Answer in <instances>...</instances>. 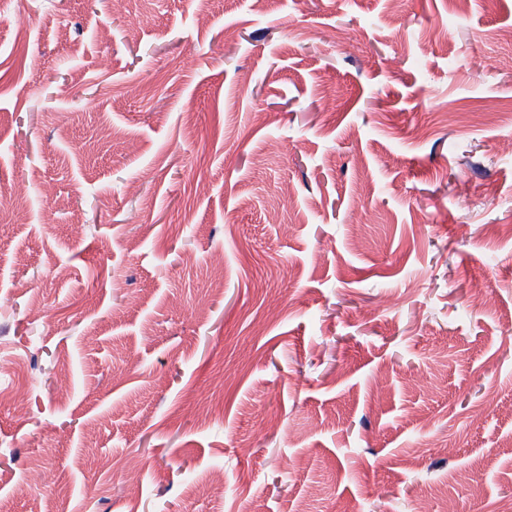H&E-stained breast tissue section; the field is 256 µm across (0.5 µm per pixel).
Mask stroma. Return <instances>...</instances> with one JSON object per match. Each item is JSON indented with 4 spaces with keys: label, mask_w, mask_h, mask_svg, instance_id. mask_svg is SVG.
<instances>
[{
    "label": "stroma",
    "mask_w": 512,
    "mask_h": 512,
    "mask_svg": "<svg viewBox=\"0 0 512 512\" xmlns=\"http://www.w3.org/2000/svg\"><path fill=\"white\" fill-rule=\"evenodd\" d=\"M511 29L512 0H0V504L512 499Z\"/></svg>",
    "instance_id": "stroma-1"
}]
</instances>
